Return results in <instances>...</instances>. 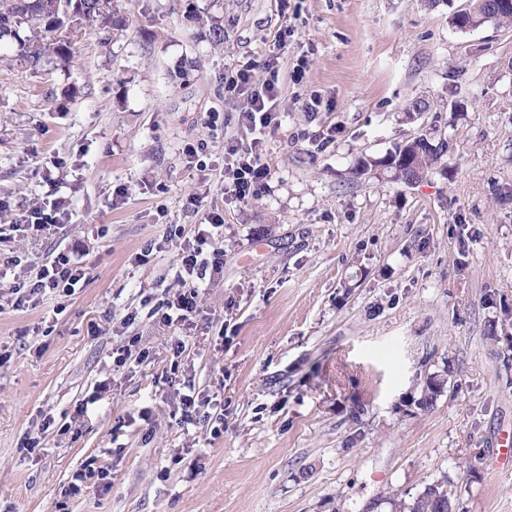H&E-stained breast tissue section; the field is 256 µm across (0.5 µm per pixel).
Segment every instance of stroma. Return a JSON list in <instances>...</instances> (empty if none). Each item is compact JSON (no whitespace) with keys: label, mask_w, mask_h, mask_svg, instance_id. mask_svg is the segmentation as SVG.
<instances>
[{"label":"stroma","mask_w":512,"mask_h":512,"mask_svg":"<svg viewBox=\"0 0 512 512\" xmlns=\"http://www.w3.org/2000/svg\"><path fill=\"white\" fill-rule=\"evenodd\" d=\"M466 2L125 0L123 30L78 26L72 60L48 48L33 66L0 43V226L64 202L61 229L14 232L0 257L32 275L65 253L85 272L74 295L21 308L0 287V512H391V494L442 479L457 512H512L497 460L512 204L495 192L512 184V26L457 30ZM270 64L271 177L240 202L224 145L250 140L238 114ZM240 70L249 86L227 93ZM416 98L429 108L408 116ZM421 134L449 138L450 175L348 180L359 156ZM204 180L224 273L193 326L167 327L153 311L176 290ZM133 338L149 358L116 366ZM433 375L447 384L424 411ZM191 391L223 399L220 436L180 424ZM88 463L108 485L67 495Z\"/></svg>","instance_id":"obj_1"}]
</instances>
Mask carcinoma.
<instances>
[{
  "mask_svg": "<svg viewBox=\"0 0 512 512\" xmlns=\"http://www.w3.org/2000/svg\"><path fill=\"white\" fill-rule=\"evenodd\" d=\"M99 0H0V42L14 41L28 49L25 57L32 65L41 58L37 43L47 36H54L55 51L64 56L72 55L71 40L63 38L59 30L67 22L92 21L97 18L112 20V27L120 30L123 17L118 0H104L105 12L97 10ZM502 0H469V15L476 19L492 20V24L512 22V8L500 7ZM450 145L443 138L434 141L425 135L416 136L381 159L361 158L350 169L351 181H359L377 167L390 174L392 181L407 183L411 177L421 181L439 165L447 164ZM445 389L444 378L435 375L427 379L417 406L423 410L433 406L436 397ZM396 512H452L454 503L448 490V481H435L410 500L394 503Z\"/></svg>",
  "mask_w": 512,
  "mask_h": 512,
  "instance_id": "obj_1",
  "label": "carcinoma"
}]
</instances>
